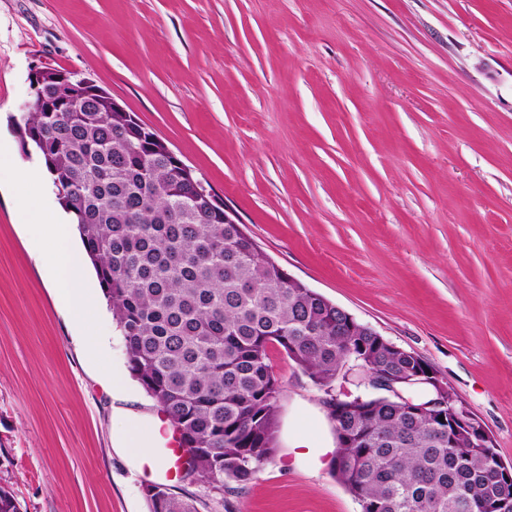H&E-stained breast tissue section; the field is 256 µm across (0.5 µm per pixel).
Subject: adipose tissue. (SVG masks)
Wrapping results in <instances>:
<instances>
[{
    "mask_svg": "<svg viewBox=\"0 0 512 512\" xmlns=\"http://www.w3.org/2000/svg\"><path fill=\"white\" fill-rule=\"evenodd\" d=\"M50 200L42 182L31 183L30 197L22 206L26 225L34 240L53 239L51 284L62 302L82 310L95 303L96 285L84 270V256L74 242L69 215L62 214L57 222L45 223L43 210Z\"/></svg>",
    "mask_w": 512,
    "mask_h": 512,
    "instance_id": "1",
    "label": "adipose tissue"
}]
</instances>
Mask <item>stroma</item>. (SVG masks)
<instances>
[{"mask_svg": "<svg viewBox=\"0 0 512 512\" xmlns=\"http://www.w3.org/2000/svg\"><path fill=\"white\" fill-rule=\"evenodd\" d=\"M37 68L136 113L287 274L430 363L512 463V0H0L10 136ZM26 192L0 180V482L22 512H149L168 420L106 301L89 324L57 299ZM268 353L275 458L220 498L170 488L198 512H360L324 392Z\"/></svg>", "mask_w": 512, "mask_h": 512, "instance_id": "obj_1", "label": "stroma"}]
</instances>
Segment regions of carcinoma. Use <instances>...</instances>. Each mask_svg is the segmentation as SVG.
I'll list each match as a JSON object with an SVG mask.
<instances>
[{
  "label": "carcinoma",
  "instance_id": "cac0c4a2",
  "mask_svg": "<svg viewBox=\"0 0 512 512\" xmlns=\"http://www.w3.org/2000/svg\"><path fill=\"white\" fill-rule=\"evenodd\" d=\"M43 96L17 123L22 145L34 147L73 214L131 375L181 432L192 475L220 493L275 457L282 386L268 349L277 344L325 394L339 378L354 386L334 427L333 473L361 512H475L460 505L505 491L489 449L367 394L345 370L353 355L395 376L418 360L288 283L135 113L112 111L113 98L85 78H51ZM154 489L149 512H197L193 500ZM0 512H20L8 486Z\"/></svg>",
  "mask_w": 512,
  "mask_h": 512
}]
</instances>
